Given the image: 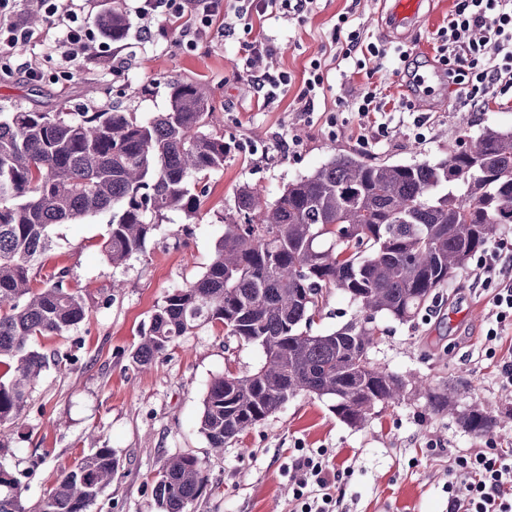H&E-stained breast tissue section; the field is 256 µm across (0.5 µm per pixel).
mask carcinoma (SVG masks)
<instances>
[{
	"mask_svg": "<svg viewBox=\"0 0 512 512\" xmlns=\"http://www.w3.org/2000/svg\"><path fill=\"white\" fill-rule=\"evenodd\" d=\"M108 15L119 43L129 28L124 0H112ZM168 89L167 111L148 120L116 108L0 118V429L21 418L49 365L34 342L88 313L69 267L40 273L51 227L112 213L102 252L118 267L144 251L166 212L194 218L204 192H193L190 179L204 182L232 153L214 126L206 83ZM504 224H512V128L485 127L434 162L337 153L272 202L245 187L206 270L154 309L133 362L154 364L206 324L261 347L262 364L215 377L203 398L200 432L218 454L302 393L331 398L336 417L361 426L376 407L423 391L431 414L487 434L498 423L489 405L460 411L455 389L389 372L370 353L377 316L415 319ZM334 292L358 316L327 334L301 330ZM119 466L107 447L79 459L38 512H87ZM205 486L202 463L176 455L152 493L160 512H187ZM23 489L0 463V512H24Z\"/></svg>",
	"mask_w": 512,
	"mask_h": 512,
	"instance_id": "obj_1",
	"label": "carcinoma"
}]
</instances>
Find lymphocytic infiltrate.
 <instances>
[{
	"label": "lymphocytic infiltrate",
	"instance_id": "lymphocytic-infiltrate-1",
	"mask_svg": "<svg viewBox=\"0 0 512 512\" xmlns=\"http://www.w3.org/2000/svg\"><path fill=\"white\" fill-rule=\"evenodd\" d=\"M49 26L60 29L58 41L67 61L90 57L110 49L112 34L104 22L79 15L75 0H31ZM317 0H133L132 13L139 31L149 38L178 34L179 44L203 38L216 20L225 32L242 29L246 62L236 73L253 97L269 99L292 83L288 71L275 68L274 49L267 39L252 37L251 14H271L290 20L311 14ZM336 31V59L344 67L362 69L367 60L386 62L391 57L408 61L399 46L367 41L352 13L340 14ZM439 63L446 66L463 104L484 109L488 101L512 93V0H456L447 27L436 37ZM349 111L360 118L361 143L388 140L392 131L404 130L423 139L428 115H413L410 100H391L366 88L347 100ZM486 283L495 287L491 323L485 340L499 347L503 328L512 324V242L495 241L481 256ZM299 512H335L336 472L325 453L303 454L288 468ZM448 512H512V454L479 450L455 458L448 466Z\"/></svg>",
	"mask_w": 512,
	"mask_h": 512
}]
</instances>
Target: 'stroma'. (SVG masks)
Masks as SVG:
<instances>
[{
	"label": "stroma",
	"instance_id": "1",
	"mask_svg": "<svg viewBox=\"0 0 512 512\" xmlns=\"http://www.w3.org/2000/svg\"><path fill=\"white\" fill-rule=\"evenodd\" d=\"M454 6L455 0H425L420 21L394 34L385 30L386 14L378 0H319L301 22L252 15L253 35L272 41L275 66L293 78L288 91L261 107L235 79L245 63L243 32L227 37L216 24L186 47L145 41L133 26L119 50L130 65L117 72L107 52L65 63L59 53L43 47L51 35L48 25L30 26V39L10 58L12 71H0V113L113 106L148 119L166 111L169 82L203 81L225 138L241 148L211 172L197 216L189 220L179 212L166 213L144 252L123 266L112 267L102 255L109 215L52 228L44 267L70 268L89 315L65 335L36 341V349L46 354L75 348L77 359L43 374L22 418L0 440V463L21 479L27 512H36L64 470L102 446L112 448L120 467L88 512H157L153 480L164 460L178 454L197 457L207 478L190 512H295L287 468L294 457L317 451L326 453L337 473L336 512H448L450 458L477 448L512 452V423L475 435L454 417L428 414L420 395L379 409L360 427L337 418L329 398L300 395L217 455L199 431L203 396L215 376L257 368L262 349L206 325L183 337L149 369H140L131 357L156 306L210 263L224 218L233 213L242 187L272 201L288 183L339 152L369 162L432 161L464 142L467 132L512 127V99L492 100L484 110L465 113L451 78L436 60V34L447 26ZM348 11L355 13L369 41L402 46L418 62L429 93L411 92L399 76L384 91L394 99L405 95L425 102L431 115L425 140L400 133L378 145L357 142V117L341 110L337 101L379 84V74L372 61L359 72L336 67L334 27ZM33 57L44 73L38 82L21 67ZM314 59L328 67L329 84L314 111L304 114L297 94ZM132 86L137 95H129ZM463 114L470 122L466 129L459 124ZM292 138L297 147L283 148L282 140ZM480 274L477 260H470L413 321L380 317L371 356L387 371L419 376L431 387L454 385L458 408L483 401L497 413L512 412V394L502 389L485 341L494 290L474 287ZM116 280L124 284L118 292L112 289Z\"/></svg>",
	"mask_w": 512,
	"mask_h": 512
}]
</instances>
